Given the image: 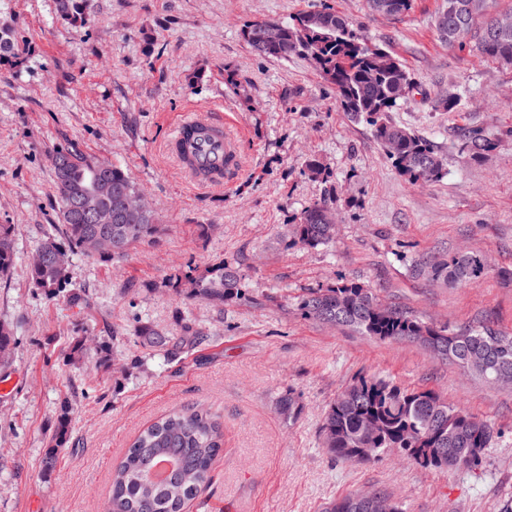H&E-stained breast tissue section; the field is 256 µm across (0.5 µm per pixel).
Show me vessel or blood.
<instances>
[{"instance_id": "1", "label": "vessel or blood", "mask_w": 512, "mask_h": 512, "mask_svg": "<svg viewBox=\"0 0 512 512\" xmlns=\"http://www.w3.org/2000/svg\"><path fill=\"white\" fill-rule=\"evenodd\" d=\"M239 164L236 141L221 128L199 141L193 155L183 162L191 175L205 174L210 184L220 183L223 177L234 175Z\"/></svg>"}]
</instances>
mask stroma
<instances>
[{"instance_id": "stroma-1", "label": "stroma", "mask_w": 512, "mask_h": 512, "mask_svg": "<svg viewBox=\"0 0 512 512\" xmlns=\"http://www.w3.org/2000/svg\"><path fill=\"white\" fill-rule=\"evenodd\" d=\"M442 0H412L398 16L365 0H91L87 24L57 20L54 0H11L28 51L0 65V224L16 257L0 279V323L14 335L0 359V512H104L113 466L140 429L181 406L224 419L214 480L189 512H324L358 490L394 495L405 512H499L512 499V386L486 382L409 341L379 342L306 317L309 292L345 281L428 322L512 332V66L475 41L442 42ZM333 8L405 65L412 89L390 117L438 146L441 178L411 181L371 126L343 111L301 55L256 54L245 24ZM457 105L437 107L442 94ZM233 125L241 174L190 183L167 141L186 109ZM494 144L484 157L461 131ZM77 147L121 166L160 217L162 232L121 260L71 252L67 290L36 288L30 262L46 234L64 241L50 157ZM324 173L314 177L309 159ZM326 202L332 242L310 247L294 226ZM475 251L476 284L451 287L416 264ZM242 276L224 303L196 279ZM199 333L173 360L146 353L137 332ZM88 349L73 357L77 339ZM440 392L487 419L494 436L477 465L437 470L390 456L342 462L322 446L336 394L361 376ZM292 396L296 411L277 403ZM73 407L53 468L44 453L62 401Z\"/></svg>"}]
</instances>
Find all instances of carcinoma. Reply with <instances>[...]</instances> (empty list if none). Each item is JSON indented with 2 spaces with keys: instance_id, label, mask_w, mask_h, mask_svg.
<instances>
[{
  "instance_id": "cac0c4a2",
  "label": "carcinoma",
  "mask_w": 512,
  "mask_h": 512,
  "mask_svg": "<svg viewBox=\"0 0 512 512\" xmlns=\"http://www.w3.org/2000/svg\"><path fill=\"white\" fill-rule=\"evenodd\" d=\"M383 0H368L371 11L382 15H400L409 10L411 0H393L395 7L384 8ZM470 0H443L434 26L448 43L473 39L480 52L491 59L512 65V28L497 32L496 19L512 21V10L485 17L484 10L472 12ZM88 0H56L57 16L77 28L86 25ZM278 31L272 41L260 38L266 27ZM244 40L259 55L286 59L302 54L336 89L341 106L355 119L372 126L377 141L385 148L394 167L416 181L433 180L442 175L445 162L437 146L392 121L388 112L397 105L398 92L411 80L403 63L374 45L370 37L348 27L336 13L323 11L297 15L290 22H252L242 30ZM13 28L0 24V64L15 62L24 54ZM207 129L189 128L180 144V153L188 154ZM464 148L482 156L493 148L482 134L464 135ZM55 186L59 198V217L69 248L87 252V243L99 231L112 232V250L95 255L108 260L122 259L135 245L154 240L161 232L158 217L149 212L141 219L120 224H87L71 209L72 198L97 199L106 208H115L123 196L138 193L136 184L115 164L97 160L73 148H61L51 156ZM331 211L314 203L301 213L295 225L299 241L309 246L326 245L332 240L326 228ZM13 227L0 224V277L14 263ZM432 276L451 284H474L485 273L478 252L453 256L440 268L431 267ZM35 287L48 295L61 292L68 284L67 267L51 260L33 264L29 270ZM241 277L232 266H224L219 285L204 284L199 294L216 302L240 295ZM306 315L321 322L333 321L373 340H408L432 350L439 341L453 344L455 361L474 352L485 354L480 366L466 373L491 383L503 370L512 373V333L489 326H465L450 329L424 321L400 309H381L373 304V294L357 282H343L325 290L312 291L300 301ZM142 344L167 356H175L194 346L198 340L190 325L180 336H167L151 328L139 331ZM72 406L64 401L47 449L45 467H53L56 449L67 441ZM327 451L344 461H378L398 448L399 456L436 469L465 468L478 463L493 438V427L484 419L448 402L432 389L405 388L392 381L360 377L331 402L323 427ZM224 445V422L203 407L174 410L144 428L126 449L112 472L106 512H186L187 506L210 486L214 465ZM325 512H367L361 506L359 492L333 501Z\"/></svg>"
}]
</instances>
